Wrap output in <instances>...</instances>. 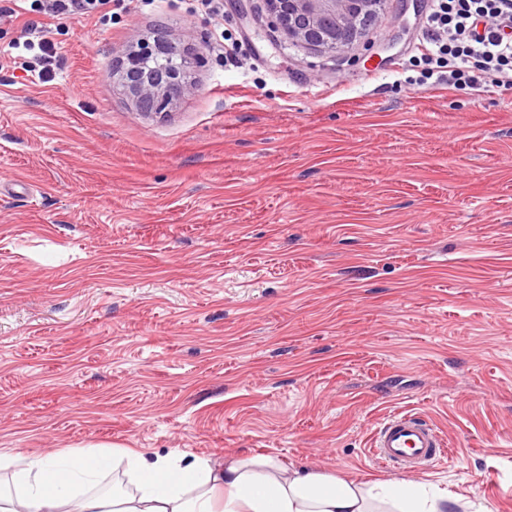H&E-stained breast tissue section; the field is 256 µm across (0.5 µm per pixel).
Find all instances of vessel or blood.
<instances>
[{
    "instance_id": "1",
    "label": "vessel or blood",
    "mask_w": 512,
    "mask_h": 512,
    "mask_svg": "<svg viewBox=\"0 0 512 512\" xmlns=\"http://www.w3.org/2000/svg\"><path fill=\"white\" fill-rule=\"evenodd\" d=\"M371 450L382 463L407 471L425 469L446 453L436 428L411 413L387 419L375 432Z\"/></svg>"
}]
</instances>
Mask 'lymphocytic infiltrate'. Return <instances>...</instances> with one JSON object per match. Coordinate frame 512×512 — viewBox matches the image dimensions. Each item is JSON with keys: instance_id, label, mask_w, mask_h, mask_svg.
Listing matches in <instances>:
<instances>
[{"instance_id": "f902f5d3", "label": "lymphocytic infiltrate", "mask_w": 512, "mask_h": 512, "mask_svg": "<svg viewBox=\"0 0 512 512\" xmlns=\"http://www.w3.org/2000/svg\"><path fill=\"white\" fill-rule=\"evenodd\" d=\"M110 0H33L23 46L49 63L55 46L42 37L45 19L91 17ZM413 67L421 80L462 90L512 88V0H431L424 40Z\"/></svg>"}]
</instances>
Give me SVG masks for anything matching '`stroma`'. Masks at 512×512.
Here are the masks:
<instances>
[{
	"instance_id": "1",
	"label": "stroma",
	"mask_w": 512,
	"mask_h": 512,
	"mask_svg": "<svg viewBox=\"0 0 512 512\" xmlns=\"http://www.w3.org/2000/svg\"><path fill=\"white\" fill-rule=\"evenodd\" d=\"M223 2L249 55L161 115L112 63L210 45L194 0L50 20L47 78L0 17V451L271 454L512 512V89L406 85L427 0L333 56ZM397 413L450 456L376 462Z\"/></svg>"
}]
</instances>
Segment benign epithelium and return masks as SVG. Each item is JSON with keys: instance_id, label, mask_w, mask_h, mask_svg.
I'll use <instances>...</instances> for the list:
<instances>
[{"instance_id": "7a95c632", "label": "benign epithelium", "mask_w": 512, "mask_h": 512, "mask_svg": "<svg viewBox=\"0 0 512 512\" xmlns=\"http://www.w3.org/2000/svg\"><path fill=\"white\" fill-rule=\"evenodd\" d=\"M387 0H263L279 47L299 46L319 53L360 45L380 18ZM207 63L203 49L179 52L168 40L142 39L126 55L119 82L146 112L161 113L195 89L193 74Z\"/></svg>"}]
</instances>
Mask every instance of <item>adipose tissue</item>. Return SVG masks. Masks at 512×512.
Segmentation results:
<instances>
[{
    "mask_svg": "<svg viewBox=\"0 0 512 512\" xmlns=\"http://www.w3.org/2000/svg\"><path fill=\"white\" fill-rule=\"evenodd\" d=\"M0 512H489L476 498L411 481L358 482L285 466L263 454L221 459L166 455L90 444L63 453L0 452ZM127 489L105 498L87 493L113 470Z\"/></svg>",
    "mask_w": 512,
    "mask_h": 512,
    "instance_id": "obj_1",
    "label": "adipose tissue"
}]
</instances>
